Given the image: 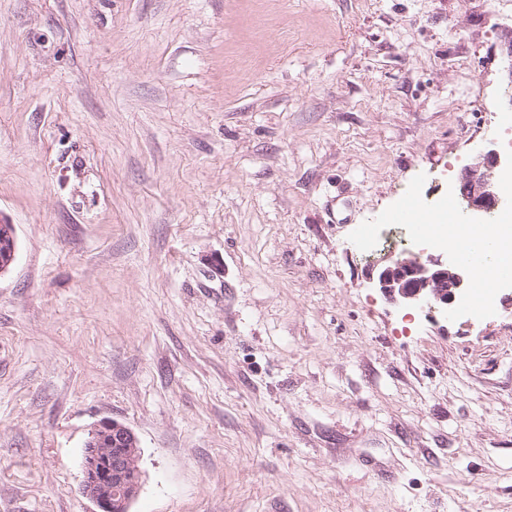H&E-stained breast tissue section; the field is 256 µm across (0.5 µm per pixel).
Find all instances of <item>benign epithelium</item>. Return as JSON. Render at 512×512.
<instances>
[{
  "mask_svg": "<svg viewBox=\"0 0 512 512\" xmlns=\"http://www.w3.org/2000/svg\"><path fill=\"white\" fill-rule=\"evenodd\" d=\"M494 150L478 154L460 173V190L470 210L486 212L501 198L488 171L500 165ZM17 254L15 226L0 223V276L8 273ZM471 274L451 255L409 250L379 267L372 281L384 298L416 308L438 309L443 316L454 311L456 297L468 288ZM139 440L127 426L111 419L91 429L84 446L82 493L96 512H130L139 493L142 474L138 464Z\"/></svg>",
  "mask_w": 512,
  "mask_h": 512,
  "instance_id": "7a95c632",
  "label": "benign epithelium"
}]
</instances>
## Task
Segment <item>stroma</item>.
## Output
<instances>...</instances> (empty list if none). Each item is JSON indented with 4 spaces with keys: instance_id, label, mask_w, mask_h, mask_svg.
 <instances>
[{
    "instance_id": "35a3bbf8",
    "label": "stroma",
    "mask_w": 512,
    "mask_h": 512,
    "mask_svg": "<svg viewBox=\"0 0 512 512\" xmlns=\"http://www.w3.org/2000/svg\"><path fill=\"white\" fill-rule=\"evenodd\" d=\"M512 0H0V512H512V280L387 301L379 224L512 109ZM17 254V238L14 224L0 223V277L8 273ZM139 440L127 426L111 419L91 429L84 446L82 493L94 503V512H130L139 493Z\"/></svg>"
}]
</instances>
